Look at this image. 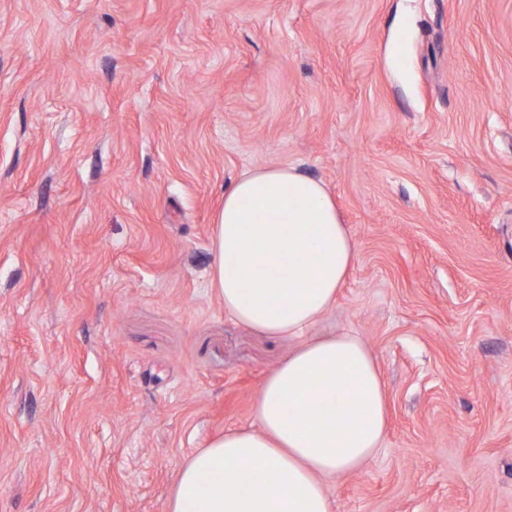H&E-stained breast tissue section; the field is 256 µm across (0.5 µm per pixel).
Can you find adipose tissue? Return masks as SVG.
Here are the masks:
<instances>
[{
  "label": "adipose tissue",
  "instance_id": "1",
  "mask_svg": "<svg viewBox=\"0 0 512 512\" xmlns=\"http://www.w3.org/2000/svg\"><path fill=\"white\" fill-rule=\"evenodd\" d=\"M212 253L225 312L297 345L265 378L256 427L226 430L181 465L168 512H333L326 480L375 454L388 417L368 346L310 333L351 275L356 244L322 182L284 164L225 190ZM324 415L329 428L316 431Z\"/></svg>",
  "mask_w": 512,
  "mask_h": 512
}]
</instances>
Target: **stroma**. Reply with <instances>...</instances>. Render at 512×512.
I'll return each mask as SVG.
<instances>
[{
	"instance_id": "1",
	"label": "stroma",
	"mask_w": 512,
	"mask_h": 512,
	"mask_svg": "<svg viewBox=\"0 0 512 512\" xmlns=\"http://www.w3.org/2000/svg\"><path fill=\"white\" fill-rule=\"evenodd\" d=\"M324 183L357 247L311 335L388 429L334 512H512V0H0V512H167L295 342L233 322L243 171Z\"/></svg>"
}]
</instances>
